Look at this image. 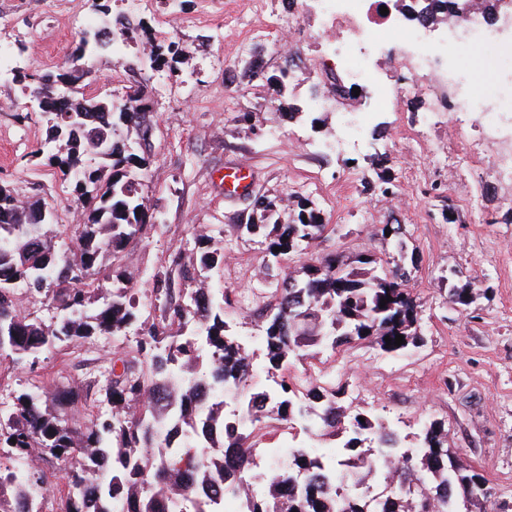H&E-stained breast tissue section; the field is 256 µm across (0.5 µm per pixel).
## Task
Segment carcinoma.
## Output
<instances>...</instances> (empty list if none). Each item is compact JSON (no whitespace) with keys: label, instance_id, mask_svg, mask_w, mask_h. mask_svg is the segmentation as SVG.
<instances>
[{"label":"carcinoma","instance_id":"1","mask_svg":"<svg viewBox=\"0 0 512 512\" xmlns=\"http://www.w3.org/2000/svg\"><path fill=\"white\" fill-rule=\"evenodd\" d=\"M140 39L150 45L151 69L178 53L174 42L154 43L143 23L117 19L100 41L79 40L54 77L16 76L28 93L43 95L47 165L62 174L79 223L60 224L45 199L22 198L0 185V356L13 363L34 361L58 345L79 347L95 336L122 341L138 322L133 275L117 261L132 239L152 229L145 147L152 120L139 108L146 85L127 86L116 97H82L72 123L52 84L75 78L78 70L88 75L86 66L112 42ZM244 73L284 96L283 79L266 76L263 67L247 61ZM257 210V222L239 229L263 233L274 258L294 255L325 228L313 211L282 222L290 210L282 198H262ZM191 234L197 252L151 275L153 319L138 322L134 350L114 357L98 385L111 416L71 414L73 405L87 402L90 389L68 381L35 383L0 408V449L10 450L9 463L0 462V512H43L46 475L31 464L34 457L54 459L64 471L70 488L64 512H169L177 492L192 503V512H224L228 478L239 495L247 486L244 473L257 466L258 434L272 421L289 425L305 414L297 398L303 386L316 404L312 427L348 434L345 458L330 463L315 448L292 455L288 467L271 475L265 498L243 497L242 512H482L493 488L448 447L444 424H430L416 454L399 453L396 435L377 420L363 413L347 417L336 401L342 385L290 374L292 359H314L328 345L373 338L382 350L397 352L415 343L418 305L399 265L379 273L368 253L339 276L320 268L326 263L321 259L275 279L263 342L268 365L284 376L279 389L269 391L254 374L247 346L224 320L231 292L210 284L212 273L224 267V252L210 249L206 229L194 225ZM176 279L184 287H173ZM24 294L48 302L54 324L21 311ZM397 334L405 343L387 345L385 338ZM229 391L237 398L230 413L223 399ZM368 460L390 487L387 494H332L338 482H361Z\"/></svg>","mask_w":512,"mask_h":512}]
</instances>
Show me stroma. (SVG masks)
Wrapping results in <instances>:
<instances>
[{
  "label": "stroma",
  "mask_w": 512,
  "mask_h": 512,
  "mask_svg": "<svg viewBox=\"0 0 512 512\" xmlns=\"http://www.w3.org/2000/svg\"><path fill=\"white\" fill-rule=\"evenodd\" d=\"M100 0H0V53L37 76L56 74L84 29L100 20ZM296 14L293 35L302 54L285 65L278 31H265L270 16ZM160 44L177 41V73L143 67L139 46L122 56L98 57L82 82L89 96L148 86L152 111L148 196L158 213L155 229L129 242L123 259L137 278V295L150 302L151 271L168 266L192 245L188 229L204 225L226 253L214 286L245 295L225 307L224 317L254 353L258 380L276 388L278 371L268 369L262 317L271 300L264 276L269 262L263 237L239 231L252 216L255 198L302 196L319 213L325 232L308 250L313 259L336 254L353 260L372 252L383 267L400 257L415 266L406 288L418 304L421 338L387 353L374 340L356 341L319 354L324 374L341 380L340 405L365 413L396 431L403 448L417 451L432 421L448 430V445L465 464L484 475L495 490L485 512L512 504V185L488 178L482 155L470 168L458 155L478 138V117L434 111L429 99L406 88L404 69L379 60L376 80L340 102L338 110L316 107L331 94L341 69L336 44L322 36L324 19L310 0H148L138 14ZM261 63L266 74L287 71L284 106L300 111L289 120L274 112L266 83L243 75L245 61ZM402 97L395 109L374 113L355 145L335 150L345 137L342 113L369 106L377 83ZM29 97L14 82L0 79V185L21 195L56 202L58 221L72 213L58 169L37 163L32 153L46 137V125L30 112ZM249 122H241V113ZM386 156L373 164L374 154ZM244 169L245 188H224L226 173ZM478 195L477 206L468 199ZM467 287L471 300L455 305L449 286ZM114 351L111 337L81 348L58 347L36 363L0 362V402L34 382L58 377L81 385L102 380ZM255 444L260 448H319L340 456L342 440L295 426L273 424Z\"/></svg>",
  "instance_id": "1"
}]
</instances>
